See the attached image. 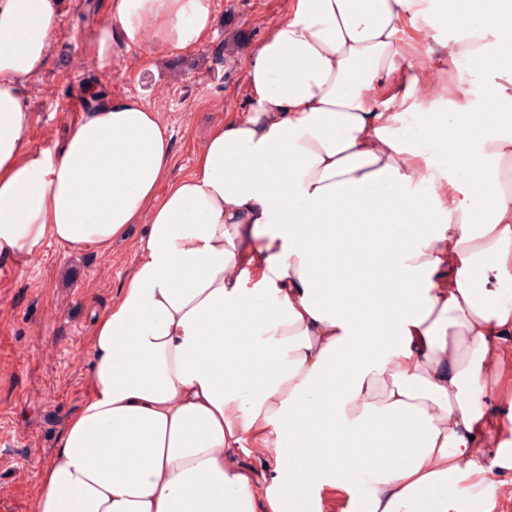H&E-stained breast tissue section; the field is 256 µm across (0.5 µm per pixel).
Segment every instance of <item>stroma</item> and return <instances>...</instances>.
I'll list each match as a JSON object with an SVG mask.
<instances>
[{
	"label": "stroma",
	"mask_w": 512,
	"mask_h": 512,
	"mask_svg": "<svg viewBox=\"0 0 512 512\" xmlns=\"http://www.w3.org/2000/svg\"><path fill=\"white\" fill-rule=\"evenodd\" d=\"M216 32L188 53L144 44L115 49L106 68L87 55L106 0H65L45 68L25 83L35 118L32 147L62 142L75 118L66 101L105 89L140 96L171 135L170 180L188 175L209 131L243 115L248 46L284 19L288 0H212ZM146 227L132 225L108 252L45 244L0 259V512H36L38 475L65 419L82 401L94 320L134 271Z\"/></svg>",
	"instance_id": "obj_1"
}]
</instances>
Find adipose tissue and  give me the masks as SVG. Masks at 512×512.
<instances>
[{
  "label": "adipose tissue",
  "mask_w": 512,
  "mask_h": 512,
  "mask_svg": "<svg viewBox=\"0 0 512 512\" xmlns=\"http://www.w3.org/2000/svg\"><path fill=\"white\" fill-rule=\"evenodd\" d=\"M62 14L0 0V257L147 238L37 512H292L360 470L357 512H493L472 492L512 487V0H289L250 49V109L174 182L134 96L30 146L24 83ZM462 15L437 43L448 82L418 49ZM216 23L211 0H108L88 53L187 52ZM409 112L448 154L405 135ZM251 445L269 480L238 463ZM302 453L323 466L300 485Z\"/></svg>",
  "instance_id": "adipose-tissue-1"
}]
</instances>
